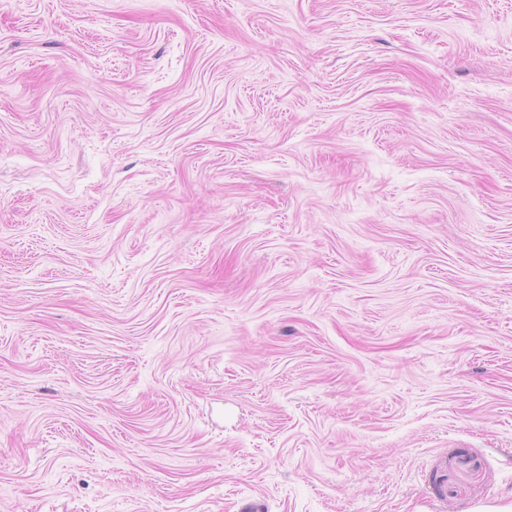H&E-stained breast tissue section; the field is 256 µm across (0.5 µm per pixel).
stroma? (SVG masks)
<instances>
[{
  "label": "stroma",
  "mask_w": 512,
  "mask_h": 512,
  "mask_svg": "<svg viewBox=\"0 0 512 512\" xmlns=\"http://www.w3.org/2000/svg\"><path fill=\"white\" fill-rule=\"evenodd\" d=\"M512 512V0H0V512Z\"/></svg>",
  "instance_id": "obj_1"
}]
</instances>
